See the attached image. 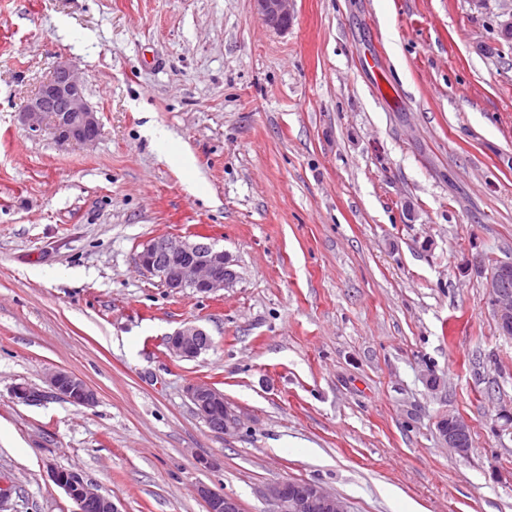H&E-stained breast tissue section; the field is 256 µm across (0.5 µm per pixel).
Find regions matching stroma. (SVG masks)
Wrapping results in <instances>:
<instances>
[{
	"mask_svg": "<svg viewBox=\"0 0 512 512\" xmlns=\"http://www.w3.org/2000/svg\"><path fill=\"white\" fill-rule=\"evenodd\" d=\"M503 5L294 0L275 31L252 0H0L6 512H75L55 468L119 512H205L200 485L271 512L283 480L351 512H512V339L486 288L512 259ZM60 60L92 144L20 119ZM161 236L224 248L237 280L167 292L136 263ZM187 323L212 346L180 360L166 338ZM57 368L96 404L47 393ZM192 382L236 432L207 427ZM451 413L467 456L439 434ZM186 396L197 414L217 434L228 435L239 427V417L229 406L223 392L206 382H193L186 386ZM442 439L461 456H466L471 446L470 428L459 416L448 414L438 425Z\"/></svg>",
	"mask_w": 512,
	"mask_h": 512,
	"instance_id": "obj_1",
	"label": "stroma"
}]
</instances>
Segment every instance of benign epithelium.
Returning <instances> with one entry per match:
<instances>
[{"mask_svg": "<svg viewBox=\"0 0 512 512\" xmlns=\"http://www.w3.org/2000/svg\"><path fill=\"white\" fill-rule=\"evenodd\" d=\"M293 0H254L262 22L285 30L292 19ZM22 122L34 130L48 129L61 143L91 144L101 133L96 110L87 102L83 84L73 68L59 64L22 108ZM138 266L157 277L172 293L187 288L198 294H214L229 287L237 278L234 261L223 250L210 244L189 243L170 238L153 239L137 254ZM512 261L501 260L490 271L487 288L500 335L512 338ZM211 345V338L200 327L189 324L167 336L169 353L180 360L198 357ZM50 390L75 406L91 407L96 403L95 390L80 376L56 369L47 377ZM14 397L36 404L45 397L43 391L19 385ZM186 396L197 414L215 433L228 435L239 427V417L224 398V393L206 382L186 386ZM442 439L461 456L471 446L470 428L462 418L449 414L438 425ZM54 482L64 489L76 506V512H118L112 498L102 494L84 475L51 469ZM206 512H243L240 501L208 486L197 488ZM272 512H350L347 502L321 485L302 481H282L266 489Z\"/></svg>", "mask_w": 512, "mask_h": 512, "instance_id": "1", "label": "benign epithelium"}]
</instances>
